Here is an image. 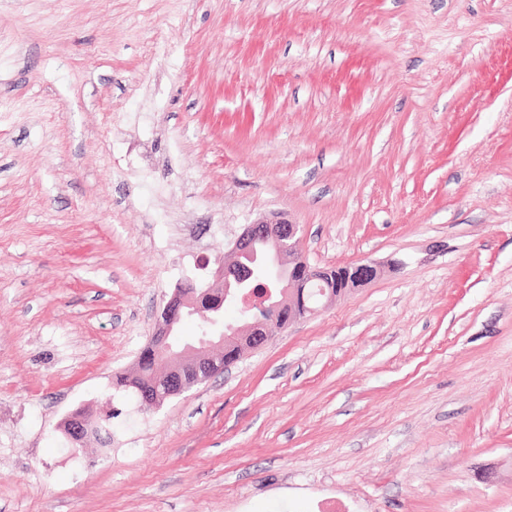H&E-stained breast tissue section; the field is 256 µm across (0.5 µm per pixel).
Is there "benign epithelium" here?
<instances>
[{
  "instance_id": "7a95c632",
  "label": "benign epithelium",
  "mask_w": 512,
  "mask_h": 512,
  "mask_svg": "<svg viewBox=\"0 0 512 512\" xmlns=\"http://www.w3.org/2000/svg\"><path fill=\"white\" fill-rule=\"evenodd\" d=\"M302 228L283 220L259 219L245 225L234 240L232 260L211 272L212 281L200 288H177L165 302L158 329L151 339L152 350L163 355L166 370L153 388H137L140 400L158 405L204 382L201 374L214 375L233 364L257 342L280 334L289 323L313 315L318 308L306 302L307 289L319 284L321 304L327 305L375 279L378 267L362 261L335 269L309 263L301 250ZM241 306L246 316L237 324H224V302ZM288 310V320L271 321L267 310ZM200 315L207 335L196 340L180 336L184 319ZM233 351V359L220 364L213 349ZM69 439L76 445L90 434L85 418L73 413L68 418Z\"/></svg>"
}]
</instances>
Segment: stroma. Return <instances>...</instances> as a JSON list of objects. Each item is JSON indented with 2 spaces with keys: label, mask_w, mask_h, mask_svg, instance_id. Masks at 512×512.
I'll return each instance as SVG.
<instances>
[{
  "label": "stroma",
  "mask_w": 512,
  "mask_h": 512,
  "mask_svg": "<svg viewBox=\"0 0 512 512\" xmlns=\"http://www.w3.org/2000/svg\"><path fill=\"white\" fill-rule=\"evenodd\" d=\"M273 215L381 274L113 390ZM0 512H512V0H0Z\"/></svg>",
  "instance_id": "35a3bbf8"
}]
</instances>
